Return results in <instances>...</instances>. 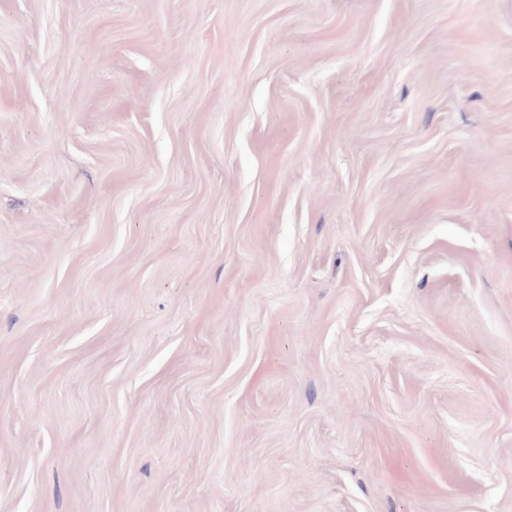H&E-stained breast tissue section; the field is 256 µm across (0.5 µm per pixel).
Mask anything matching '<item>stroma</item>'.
I'll list each match as a JSON object with an SVG mask.
<instances>
[{"label": "stroma", "instance_id": "35a3bbf8", "mask_svg": "<svg viewBox=\"0 0 512 512\" xmlns=\"http://www.w3.org/2000/svg\"><path fill=\"white\" fill-rule=\"evenodd\" d=\"M0 512H512V0H0Z\"/></svg>", "mask_w": 512, "mask_h": 512}]
</instances>
